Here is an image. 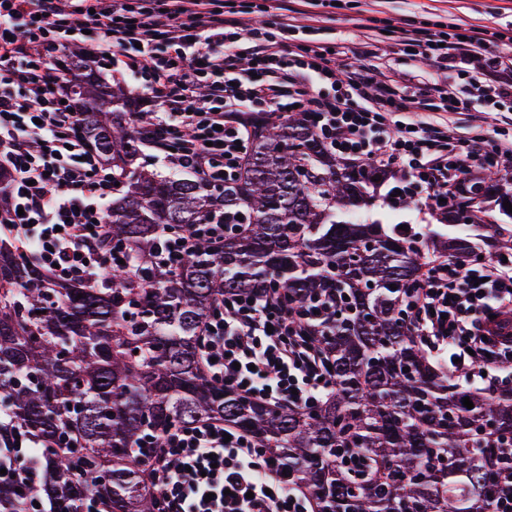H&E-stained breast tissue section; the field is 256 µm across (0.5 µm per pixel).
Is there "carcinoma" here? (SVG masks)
Segmentation results:
<instances>
[{
	"label": "carcinoma",
	"mask_w": 512,
	"mask_h": 512,
	"mask_svg": "<svg viewBox=\"0 0 512 512\" xmlns=\"http://www.w3.org/2000/svg\"><path fill=\"white\" fill-rule=\"evenodd\" d=\"M66 90L86 113L88 145L112 165V240L138 274L115 272L103 288L57 280L0 238V467L19 473L0 480V512H158L142 468L169 429L201 418L254 436L315 512H488L512 480V390L485 395L440 376L402 303L425 259L482 257L485 203L512 218V192L489 175L451 194L448 234L416 241L355 217L372 175L340 165L303 112L256 123L241 171L212 183L146 170L134 111L95 74ZM471 196L476 214L461 224ZM215 212L236 225L224 244L200 237L183 264L162 265L167 236ZM266 288L332 367L334 390L311 408L259 404L200 364L211 309Z\"/></svg>",
	"instance_id": "1"
}]
</instances>
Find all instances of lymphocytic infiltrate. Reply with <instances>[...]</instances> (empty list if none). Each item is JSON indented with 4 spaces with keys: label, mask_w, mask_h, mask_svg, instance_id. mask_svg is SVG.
<instances>
[{
    "label": "lymphocytic infiltrate",
    "mask_w": 512,
    "mask_h": 512,
    "mask_svg": "<svg viewBox=\"0 0 512 512\" xmlns=\"http://www.w3.org/2000/svg\"><path fill=\"white\" fill-rule=\"evenodd\" d=\"M322 14L296 17L275 0H0V164L10 170L0 234L32 247L55 276L99 286L132 270L127 246L106 245L112 169L78 135L83 115L54 68L59 53L89 42L120 55L158 112L136 116L142 140L181 170L212 182L237 174L249 114L277 121L308 113L328 151L390 172L394 208L442 209L476 169L512 168V137L490 119L512 112V34L467 23L386 21L390 49L448 72L421 96L398 90L385 49L336 78ZM469 112L467 136L426 118ZM404 315L422 347L448 355L451 378L486 394L512 387V249L481 259L426 264ZM198 340L212 381L271 405L309 408L333 378L274 289L230 297ZM146 476L159 512H309L280 463L244 430L213 420L178 426Z\"/></svg>",
    "instance_id": "f902f5d3"
}]
</instances>
